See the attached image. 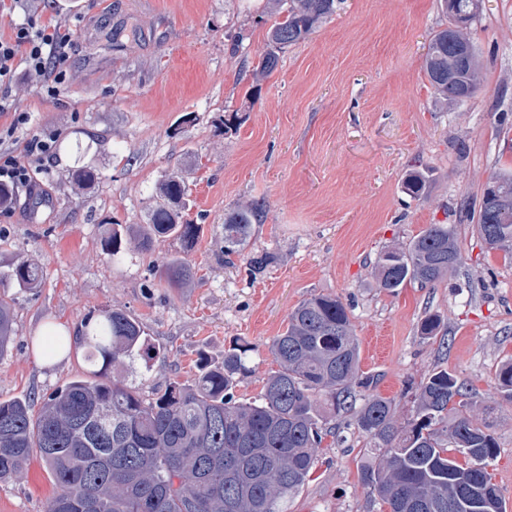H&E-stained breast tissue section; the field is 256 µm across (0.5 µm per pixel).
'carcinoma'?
<instances>
[{
	"instance_id": "obj_1",
	"label": "carcinoma",
	"mask_w": 512,
	"mask_h": 512,
	"mask_svg": "<svg viewBox=\"0 0 512 512\" xmlns=\"http://www.w3.org/2000/svg\"><path fill=\"white\" fill-rule=\"evenodd\" d=\"M276 19L267 32V50L256 71L272 74L279 51L305 39L336 13V0H269ZM450 28L432 37L423 69L432 88L453 102L448 63L455 54ZM508 203L482 201L476 229L491 249L512 241V174L495 172ZM426 177L411 172L405 188L423 194ZM187 196L183 180L163 181L160 201L150 211L153 232L191 244L199 225L183 219ZM264 206L240 205L224 214V256L240 255L262 223ZM461 253L446 224H431L410 242L382 251L374 263L378 288L394 292L405 284H433L454 272ZM192 275L189 263L175 259L161 270V281L178 288ZM43 268L23 261L0 272L4 284L37 288ZM436 313L420 324L423 336L441 328ZM14 316L0 297V357L13 343ZM75 343L95 367L43 398L38 415L25 399L0 401V481L23 472L37 457L56 492L48 512H288V503L313 469L324 439L336 433L335 414L351 413L370 440L373 459L361 481L387 504L389 512H464L475 493L505 504L488 466L497 440L473 419L472 403L450 404L467 395L465 384L445 369L418 386L411 418L400 422L395 403L369 391L359 377L360 350L347 307L332 295L302 300L288 326L268 346L279 369L259 400L235 395L250 373L252 347L236 342L224 350L220 367L202 366L189 384L172 381L145 398L121 369L150 354L143 325L119 308L87 319ZM495 378L512 404V363ZM365 390L356 395L355 388ZM465 458L460 464L448 447Z\"/></svg>"
}]
</instances>
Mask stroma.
Instances as JSON below:
<instances>
[{"instance_id": "1", "label": "stroma", "mask_w": 512, "mask_h": 512, "mask_svg": "<svg viewBox=\"0 0 512 512\" xmlns=\"http://www.w3.org/2000/svg\"><path fill=\"white\" fill-rule=\"evenodd\" d=\"M73 33L67 82L48 95L20 75L0 113L31 115L17 143L55 130L52 159L0 213V266L41 264V288L0 290L16 336L0 357V401L42 397L87 366L80 349L50 361L40 336L60 324L119 308L142 322L151 360L135 358L128 381L149 395L169 381L191 383L202 365H221L234 342L253 344L240 400L260 393L277 365L268 342L303 300L327 294L346 305L360 342L362 375L409 418L415 391L434 369L465 380L475 419L498 441L489 471L512 512V404L495 372L512 361V255L488 249L464 217L487 178L512 171V0H481L470 39L480 84L464 103L435 94L423 57L449 20L439 0H341L335 14L280 54L269 76H253L272 24L266 0H54ZM97 178L81 186L76 162ZM428 175L423 196L406 193L410 170ZM189 195L199 226L190 251L150 235L149 213L168 174ZM254 200L266 213L242 255L224 256V214ZM122 225L111 260L100 240ZM448 224L461 264L443 280L397 292L376 288L378 254ZM148 250H141V243ZM268 256L251 275L249 258ZM176 258L194 267L181 288L159 283ZM442 319L421 336L426 314ZM319 448L288 512H387L361 480L367 438L350 414ZM55 486L39 459L0 482V512H47Z\"/></svg>"}]
</instances>
